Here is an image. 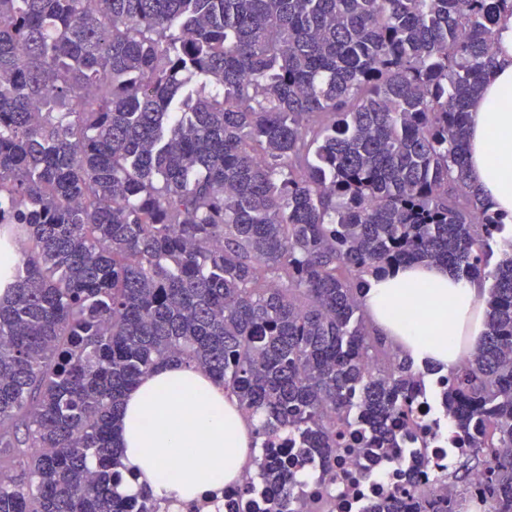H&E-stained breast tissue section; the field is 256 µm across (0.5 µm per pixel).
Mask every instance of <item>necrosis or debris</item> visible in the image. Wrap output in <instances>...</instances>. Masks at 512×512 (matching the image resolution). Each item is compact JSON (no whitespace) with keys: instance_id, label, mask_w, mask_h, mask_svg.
Wrapping results in <instances>:
<instances>
[{"instance_id":"1","label":"necrosis or debris","mask_w":512,"mask_h":512,"mask_svg":"<svg viewBox=\"0 0 512 512\" xmlns=\"http://www.w3.org/2000/svg\"><path fill=\"white\" fill-rule=\"evenodd\" d=\"M397 454L376 462L356 461L350 450L340 448L327 460L303 456L296 444L283 447L289 460L298 461L303 481L298 492L304 497V512H365L368 505L389 490H400L408 499H433L441 486L438 477L450 457L460 454L461 444L449 432L448 423L432 400L418 397L413 415L399 424ZM266 495L253 474L237 482L208 491L196 501L158 505V512H224L232 499L251 503L259 512Z\"/></svg>"}]
</instances>
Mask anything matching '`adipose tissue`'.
<instances>
[{"label":"adipose tissue","instance_id":"1","mask_svg":"<svg viewBox=\"0 0 512 512\" xmlns=\"http://www.w3.org/2000/svg\"><path fill=\"white\" fill-rule=\"evenodd\" d=\"M468 157L481 200L512 214V17L499 23L495 64L470 108ZM480 292L478 281L459 282L444 267L410 264L371 280L365 302L379 335L446 374L480 341ZM407 302L423 308V321L398 319ZM250 433L222 383L182 362L165 364L126 394L117 445L127 478L116 491L188 500L231 483L250 461Z\"/></svg>","mask_w":512,"mask_h":512}]
</instances>
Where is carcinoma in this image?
Listing matches in <instances>:
<instances>
[{
	"instance_id": "1",
	"label": "carcinoma",
	"mask_w": 512,
	"mask_h": 512,
	"mask_svg": "<svg viewBox=\"0 0 512 512\" xmlns=\"http://www.w3.org/2000/svg\"><path fill=\"white\" fill-rule=\"evenodd\" d=\"M0 0V512H152L116 494L123 398L180 360L254 425L271 512L300 439L324 458L433 390L512 512V236L470 192V101L512 0ZM22 258L12 259L17 246ZM491 280L440 380L371 328L368 278Z\"/></svg>"
}]
</instances>
